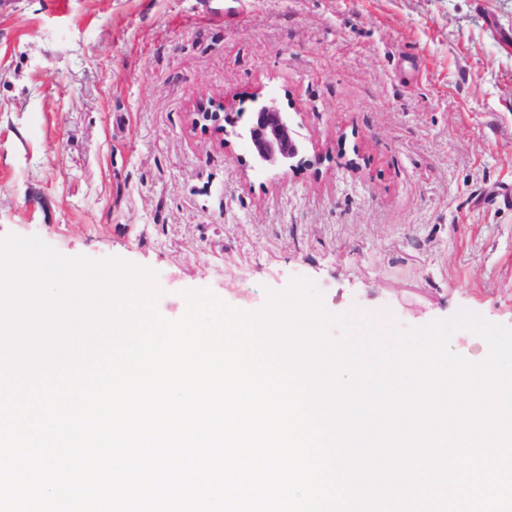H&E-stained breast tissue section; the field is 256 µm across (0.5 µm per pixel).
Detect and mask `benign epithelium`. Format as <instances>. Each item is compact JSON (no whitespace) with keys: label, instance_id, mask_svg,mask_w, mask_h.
I'll return each mask as SVG.
<instances>
[{"label":"benign epithelium","instance_id":"benign-epithelium-1","mask_svg":"<svg viewBox=\"0 0 512 512\" xmlns=\"http://www.w3.org/2000/svg\"><path fill=\"white\" fill-rule=\"evenodd\" d=\"M255 108L249 124L236 129V122L222 112H216L200 101L192 112V125L222 136L231 134L243 141L259 167L303 165L300 148L293 136L288 112L273 96L260 92L252 95ZM232 130H227V127Z\"/></svg>","mask_w":512,"mask_h":512}]
</instances>
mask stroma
I'll return each mask as SVG.
<instances>
[{
    "label": "stroma",
    "mask_w": 512,
    "mask_h": 512,
    "mask_svg": "<svg viewBox=\"0 0 512 512\" xmlns=\"http://www.w3.org/2000/svg\"><path fill=\"white\" fill-rule=\"evenodd\" d=\"M289 113L308 168L193 128ZM512 0H0V239L158 273L159 312L312 279L402 328L512 326Z\"/></svg>",
    "instance_id": "1"
}]
</instances>
